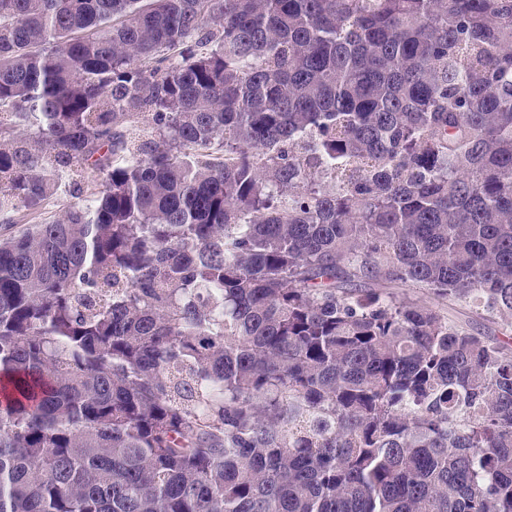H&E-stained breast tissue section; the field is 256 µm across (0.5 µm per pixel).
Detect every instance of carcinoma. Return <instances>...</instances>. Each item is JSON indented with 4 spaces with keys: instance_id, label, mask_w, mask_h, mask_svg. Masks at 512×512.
<instances>
[{
    "instance_id": "carcinoma-1",
    "label": "carcinoma",
    "mask_w": 512,
    "mask_h": 512,
    "mask_svg": "<svg viewBox=\"0 0 512 512\" xmlns=\"http://www.w3.org/2000/svg\"><path fill=\"white\" fill-rule=\"evenodd\" d=\"M0 215V512H512V348L373 288L512 327V0H0ZM84 195L85 193L78 196V194L72 192L62 194L55 200L53 204L51 203L42 212L23 215V217L21 215L19 219L20 222L18 223L19 225L14 230H21L22 228H24L23 226H21L23 224H39L41 222L51 221L54 218L58 217L59 214L63 210H65V208L78 202L80 200L79 198H83Z\"/></svg>"
}]
</instances>
